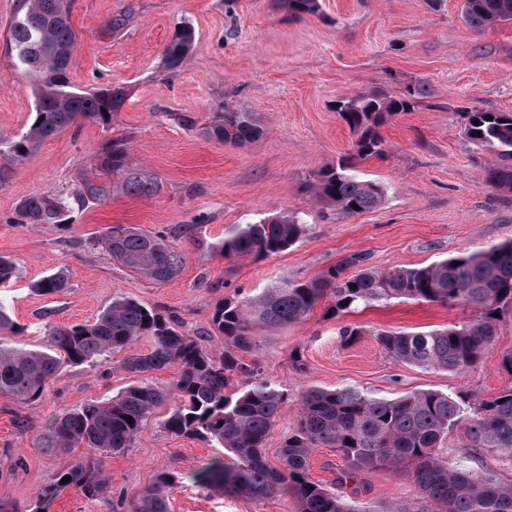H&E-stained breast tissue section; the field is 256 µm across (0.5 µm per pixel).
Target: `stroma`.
<instances>
[{
	"label": "stroma",
	"mask_w": 512,
	"mask_h": 512,
	"mask_svg": "<svg viewBox=\"0 0 512 512\" xmlns=\"http://www.w3.org/2000/svg\"><path fill=\"white\" fill-rule=\"evenodd\" d=\"M320 6L318 14L291 19L278 0H71L73 84L116 85L127 97L110 127L77 120L15 165L0 186V256L19 269L0 297L27 328L21 342L42 344L49 323L94 321L121 294L211 348L221 343L212 315L224 299L253 296L287 278L319 277L353 254L363 255L365 267L385 271L512 240V193L484 185L483 171L496 156L476 149L461 119L467 107L512 112V22L470 31L460 19V0H441L435 8L429 0H320ZM124 11L131 14L127 27L111 33L110 19ZM181 24L194 29L195 43L188 60L172 70L164 49ZM415 83L425 96L383 127L384 154L359 164L383 187L382 203L346 216L317 201L310 182L353 140L336 100L375 86L397 93ZM34 101L28 75L0 42V136L26 131ZM224 110L258 113L261 137L241 147L206 137L203 127ZM175 112L193 113L197 128L180 126L171 118ZM110 137L127 139L137 164L157 177L155 194L113 192L70 212L64 231L14 223L20 200L63 193L81 176L97 179L94 159ZM285 210L305 222L302 238L287 251L254 260L216 250L233 225ZM113 224L170 232L184 256L179 275L156 283L92 246V238ZM59 270L69 293L30 291L31 283ZM471 315L456 304L395 300L334 318L322 302L302 322L256 328L261 370L288 395L265 441L267 459L278 464L307 387H353L387 398L421 390L480 400L496 395L512 381L501 367L503 354L512 352V309L500 314L481 362L464 371L397 363L376 340L382 330L443 329ZM348 325L361 331L352 343L340 336ZM123 357L115 351L94 364L62 367L33 402L0 397V496L17 512H33L49 477L87 456L84 448L67 455L45 451L40 437L62 409L131 386L133 376L115 368ZM170 410L157 408L133 448L104 456L111 484L103 497L90 501L70 488L46 512H116L122 497L145 490L164 471L180 478L169 495L171 512H296L285 495L255 499L200 490L194 474L224 451L168 433L163 421ZM442 452L449 463L512 482V457L469 447L464 430L449 434ZM345 466L336 449L319 448L310 458V476L354 502L395 500L408 512H427L411 467L364 469L340 486L336 476Z\"/></svg>",
	"instance_id": "35a3bbf8"
}]
</instances>
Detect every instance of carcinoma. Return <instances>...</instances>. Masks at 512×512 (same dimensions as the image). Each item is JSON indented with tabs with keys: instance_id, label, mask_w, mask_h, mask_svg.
I'll return each mask as SVG.
<instances>
[{
	"instance_id": "carcinoma-1",
	"label": "carcinoma",
	"mask_w": 512,
	"mask_h": 512,
	"mask_svg": "<svg viewBox=\"0 0 512 512\" xmlns=\"http://www.w3.org/2000/svg\"><path fill=\"white\" fill-rule=\"evenodd\" d=\"M19 8L6 26V45L16 63L33 83L35 116L20 137L0 136V186L9 179L11 166L26 160L47 139L89 119L104 127L122 107L126 93L120 87L78 90L71 82L76 34L68 0H17ZM291 18L315 15L319 0H280ZM462 18L473 31L512 20V0H463ZM195 40L192 27H177L164 50L165 64L176 68L186 60ZM423 96L419 85L400 94L381 86L337 100L336 112L354 135L353 151L315 175V196L352 216L377 207L383 200L380 184L362 176L358 162L379 156L385 140L381 128L401 112L414 108ZM491 119H485V116ZM464 131L479 149L497 154L484 171L486 186L512 192V113L471 108L463 112ZM204 133L221 143L243 146L262 134L253 112L224 111ZM105 179L84 177L61 195L21 201L16 224L64 228L65 210L84 208L112 194V182L131 195L147 196L158 190L156 178L131 160L126 139L111 137L95 158ZM304 222L297 212H283L255 224H237L215 245L224 257L258 258L288 250L301 239ZM92 243L112 260L150 280L166 282L181 270L183 255L170 244L169 234H147L138 228L113 224ZM353 254L329 267L317 279H285L244 299H226L214 311L213 327L226 348L216 351L178 332L170 319L121 294L112 297L90 324L47 327L46 344L28 348L7 345L0 338V396L36 401L64 365L94 363L113 351L124 350L142 337L151 339L145 353L132 354L120 369L132 376H147L166 366H179L167 389L137 383L106 401L92 400L61 411L40 437V446L63 453L87 448L101 455L122 453L134 441L155 409L169 398L174 405L164 428L222 448L229 460L205 464L195 475L206 491L268 498H293L297 512H408L392 503L350 502L313 481L309 459L317 448H335L350 470L339 472L340 485L365 468L414 466V483L431 512H512V483L488 471L466 465H448L440 449L448 434L465 431L473 448H490L512 455V384L497 395L468 408L438 391L423 390L397 398L377 397L356 388H309L302 393V415L294 433L279 449L281 466H271L264 454L266 437L288 394L264 377L255 356V328L299 322L324 298L328 311L338 316L352 309L392 299L457 303L474 311L471 320L442 330L377 333L380 347L394 361L448 372L478 365L496 336L501 309L512 303V241L471 253H462L428 265L384 272L361 268ZM459 265H453V262ZM39 295L62 294L69 289L66 275L49 274L33 284ZM0 330L21 335L11 309L0 300ZM245 379L240 392L224 389L233 377ZM131 421H126V417ZM70 477L66 483L64 477ZM162 472L153 484L122 500L123 512H170L169 493L176 482ZM100 460L90 458L57 470L42 486L38 502L49 504L72 487L89 500L107 488Z\"/></svg>"
}]
</instances>
